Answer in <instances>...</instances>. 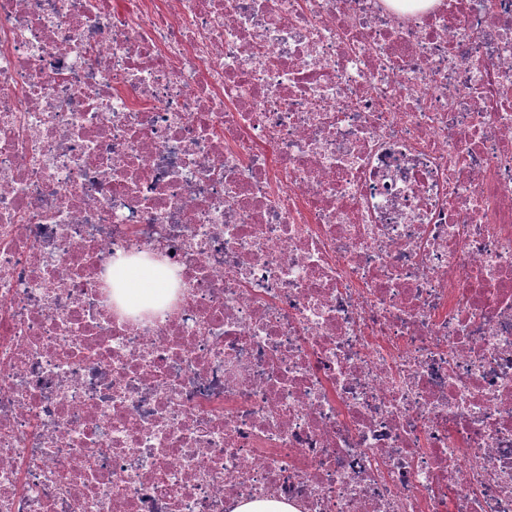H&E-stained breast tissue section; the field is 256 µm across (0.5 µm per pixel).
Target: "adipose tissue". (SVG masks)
I'll return each mask as SVG.
<instances>
[{
	"instance_id": "obj_1",
	"label": "adipose tissue",
	"mask_w": 512,
	"mask_h": 512,
	"mask_svg": "<svg viewBox=\"0 0 512 512\" xmlns=\"http://www.w3.org/2000/svg\"><path fill=\"white\" fill-rule=\"evenodd\" d=\"M110 281L114 302L129 313L152 308L158 300L169 297L176 275L157 260L120 258L112 265Z\"/></svg>"
}]
</instances>
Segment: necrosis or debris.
Masks as SVG:
<instances>
[{"label":"necrosis or debris","instance_id":"obj_1","mask_svg":"<svg viewBox=\"0 0 512 512\" xmlns=\"http://www.w3.org/2000/svg\"><path fill=\"white\" fill-rule=\"evenodd\" d=\"M506 88L512 0H0V512H512ZM113 301L122 312L153 308L170 297L176 282L175 272L160 261L119 258L110 270ZM287 501L245 500L239 501L232 512H297Z\"/></svg>","mask_w":512,"mask_h":512}]
</instances>
